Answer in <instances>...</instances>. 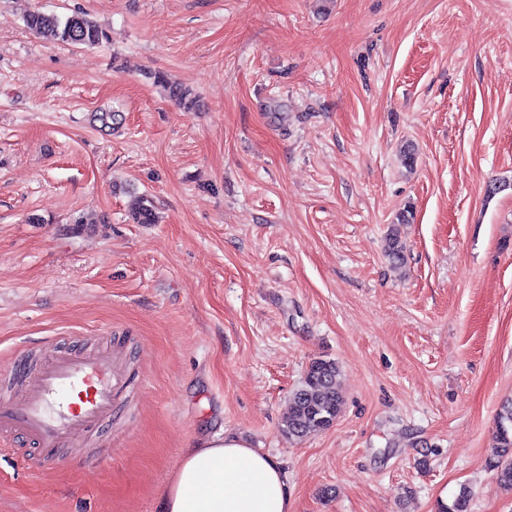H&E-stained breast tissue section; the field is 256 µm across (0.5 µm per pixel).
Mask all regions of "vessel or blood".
Returning <instances> with one entry per match:
<instances>
[{"label": "vessel or blood", "mask_w": 512, "mask_h": 512, "mask_svg": "<svg viewBox=\"0 0 512 512\" xmlns=\"http://www.w3.org/2000/svg\"><path fill=\"white\" fill-rule=\"evenodd\" d=\"M45 343L48 356L38 360L22 349L0 370V382L13 388L0 400V436L17 434L32 444L27 464L37 469L60 462L62 449L94 443L127 384L109 349L82 350L66 336Z\"/></svg>", "instance_id": "b4317fda"}]
</instances>
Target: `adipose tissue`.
I'll list each match as a JSON object with an SVG mask.
<instances>
[{"label":"adipose tissue","instance_id":"adipose-tissue-1","mask_svg":"<svg viewBox=\"0 0 512 512\" xmlns=\"http://www.w3.org/2000/svg\"><path fill=\"white\" fill-rule=\"evenodd\" d=\"M160 512H293L278 459L219 435L181 449Z\"/></svg>","mask_w":512,"mask_h":512}]
</instances>
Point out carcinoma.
Instances as JSON below:
<instances>
[{
	"label": "carcinoma",
	"mask_w": 512,
	"mask_h": 512,
	"mask_svg": "<svg viewBox=\"0 0 512 512\" xmlns=\"http://www.w3.org/2000/svg\"><path fill=\"white\" fill-rule=\"evenodd\" d=\"M27 27L44 40L72 46H94L105 39L103 29L83 12L75 11L62 18L56 14L33 12L26 18ZM154 81L164 86L169 96L183 108L199 106V96L190 88L171 82L161 73ZM133 220L138 224H154L157 214L153 203L144 198L138 204ZM405 246L398 228L388 237V257L397 267L404 261ZM339 364L330 359L313 360L301 386L293 393L281 431L291 441L322 432L336 422L343 409V398L337 390ZM492 453L486 459L500 486L512 492V398L502 401L495 419ZM473 491L463 485L445 512H469Z\"/></svg>",
	"instance_id": "1"
}]
</instances>
